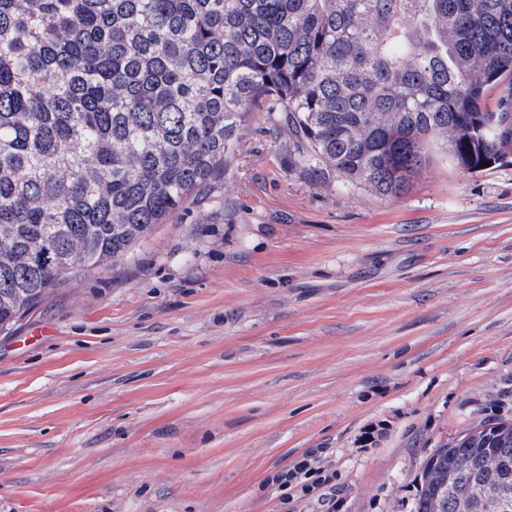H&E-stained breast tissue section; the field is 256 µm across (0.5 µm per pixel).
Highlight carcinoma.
<instances>
[{
    "instance_id": "obj_1",
    "label": "carcinoma",
    "mask_w": 512,
    "mask_h": 512,
    "mask_svg": "<svg viewBox=\"0 0 512 512\" xmlns=\"http://www.w3.org/2000/svg\"><path fill=\"white\" fill-rule=\"evenodd\" d=\"M322 181L403 194L512 140V0H0V333L224 170L248 115ZM426 460L414 512L441 510ZM491 479L512 498V444Z\"/></svg>"
}]
</instances>
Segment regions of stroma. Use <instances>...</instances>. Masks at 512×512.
Segmentation results:
<instances>
[{
    "instance_id": "1",
    "label": "stroma",
    "mask_w": 512,
    "mask_h": 512,
    "mask_svg": "<svg viewBox=\"0 0 512 512\" xmlns=\"http://www.w3.org/2000/svg\"><path fill=\"white\" fill-rule=\"evenodd\" d=\"M400 198L312 181L254 113L225 174L0 335V512H412L512 416V162ZM317 451L333 481L272 478Z\"/></svg>"
}]
</instances>
